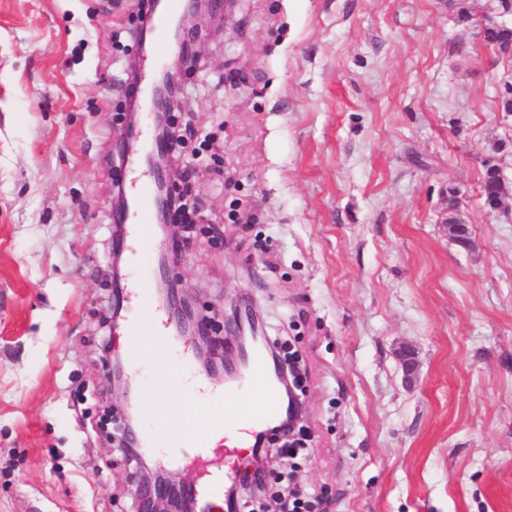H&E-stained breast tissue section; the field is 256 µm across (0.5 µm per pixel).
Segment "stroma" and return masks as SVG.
I'll use <instances>...</instances> for the list:
<instances>
[{
	"label": "stroma",
	"instance_id": "obj_1",
	"mask_svg": "<svg viewBox=\"0 0 512 512\" xmlns=\"http://www.w3.org/2000/svg\"><path fill=\"white\" fill-rule=\"evenodd\" d=\"M500 0H235L195 37L183 292L300 358L280 512H512V60ZM133 0H0V512H133L112 439L113 181ZM456 211L471 243L448 230ZM414 373H406L402 352Z\"/></svg>",
	"mask_w": 512,
	"mask_h": 512
}]
</instances>
